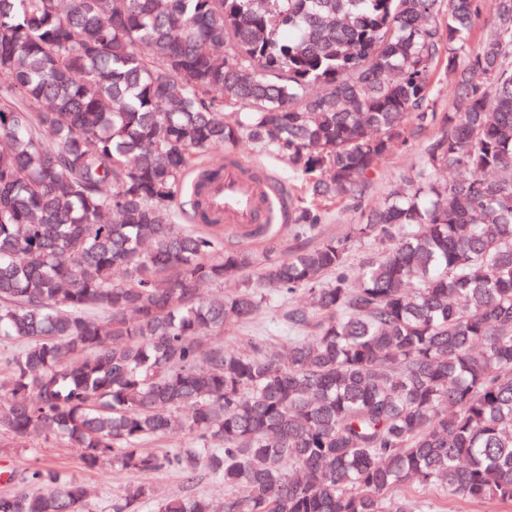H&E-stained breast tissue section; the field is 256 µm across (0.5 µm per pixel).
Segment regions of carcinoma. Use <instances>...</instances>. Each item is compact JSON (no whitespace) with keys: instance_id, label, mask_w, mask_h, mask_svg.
<instances>
[{"instance_id":"obj_1","label":"carcinoma","mask_w":512,"mask_h":512,"mask_svg":"<svg viewBox=\"0 0 512 512\" xmlns=\"http://www.w3.org/2000/svg\"><path fill=\"white\" fill-rule=\"evenodd\" d=\"M0 0V427L85 468L205 464L224 512H409L396 490L512 508V0ZM452 76L437 111L435 68ZM430 126L420 163L344 237L260 262L185 224L216 146L288 160L317 230ZM381 251L356 278L350 243ZM266 287L288 357L227 348ZM245 285L219 302L204 284ZM194 444L143 443L176 412ZM0 512H89L50 467ZM131 486L112 512H141ZM159 512H217L203 496Z\"/></svg>"}]
</instances>
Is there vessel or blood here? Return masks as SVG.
<instances>
[{"label": "vessel or blood", "mask_w": 512, "mask_h": 512, "mask_svg": "<svg viewBox=\"0 0 512 512\" xmlns=\"http://www.w3.org/2000/svg\"><path fill=\"white\" fill-rule=\"evenodd\" d=\"M200 215L224 227L231 239L248 240L259 228L283 217L284 197L254 165L230 157L221 173L195 179Z\"/></svg>", "instance_id": "vessel-or-blood-1"}]
</instances>
